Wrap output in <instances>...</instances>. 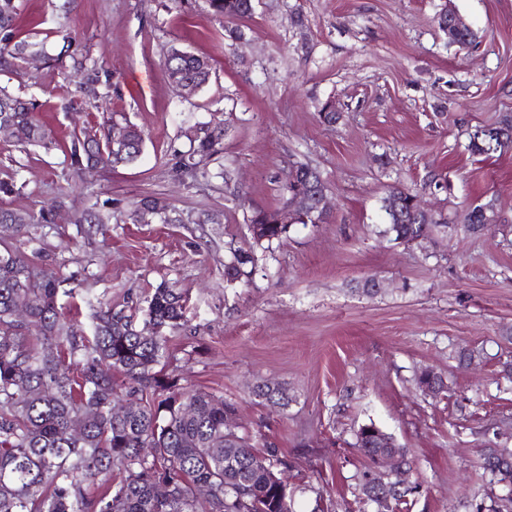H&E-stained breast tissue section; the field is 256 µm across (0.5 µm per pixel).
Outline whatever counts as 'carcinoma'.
Here are the masks:
<instances>
[{
  "label": "carcinoma",
  "mask_w": 512,
  "mask_h": 512,
  "mask_svg": "<svg viewBox=\"0 0 512 512\" xmlns=\"http://www.w3.org/2000/svg\"><path fill=\"white\" fill-rule=\"evenodd\" d=\"M212 14L226 22L251 16L253 0H207ZM17 0H0V72L21 75L27 57L37 55L57 67L69 58L74 69H85L90 57L76 38L59 29L63 41L53 55L47 38L21 36L17 31ZM168 76L198 87L209 83V58L175 46L165 59ZM0 130L22 146L50 144L48 130L37 117L31 97L0 87ZM144 134L136 125L107 120L94 136L81 131L69 145L71 166L128 165L141 155ZM193 145L180 155L182 178H195L201 167L224 151V128L204 126ZM470 150L490 156L512 147V125H486L470 136ZM299 191L310 192L312 204L293 217L295 224H323L329 214L317 207L325 191L320 173L299 164L282 188L283 205ZM415 194L395 188L382 200L386 227L392 240L427 237L432 223L419 216L411 204ZM169 206L158 198H143L133 214L146 212L164 219ZM281 209L257 210L249 223L262 225L254 244L280 240L288 225L273 220ZM467 231L480 234L488 218L478 207L464 218ZM45 222L44 215H18L0 207V231L22 234L29 224ZM254 254L237 250L224 264V276L240 281L252 273ZM59 280L39 272L18 251L0 252V512H293L288 479L279 469L277 449L260 451L243 436L228 434L224 420L234 413L221 396L184 392L176 376L158 368L166 358L163 329L176 327L183 318L182 294L167 286L155 289L146 309L153 332L133 327L131 318L112 313L100 304L90 332L61 320ZM26 316H15L18 307ZM128 380L126 396L139 400L123 416L112 413L118 395L112 371ZM417 386L437 394L444 379L425 369ZM255 396L273 407L288 406L280 387L259 384ZM355 447L370 461L390 455L411 467L407 450L388 442L375 424L356 432ZM478 466L494 486L512 481V450L496 453L484 448ZM120 480L111 478L113 472ZM370 469L358 476L363 501L398 512L413 488L389 484L370 485ZM206 486L209 493L199 494Z\"/></svg>",
  "instance_id": "carcinoma-1"
}]
</instances>
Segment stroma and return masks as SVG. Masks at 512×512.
<instances>
[{
    "mask_svg": "<svg viewBox=\"0 0 512 512\" xmlns=\"http://www.w3.org/2000/svg\"><path fill=\"white\" fill-rule=\"evenodd\" d=\"M453 5L480 39L449 45L436 17ZM95 66L37 65L0 85L37 98L52 149L0 138V206L45 214L0 238L60 280L67 321L90 328L94 301L146 327L159 285L182 292L181 324L165 329L178 384L224 397L237 433L278 448L294 512H359L355 448L374 423L406 448L418 488L403 512H473L487 500L481 449L512 448V148L472 153L469 134L512 116V0H255L226 36L205 0H75L66 22ZM210 57L209 84L184 94L164 67L171 46ZM336 113L322 122V109ZM145 132L131 166L74 171L62 146L104 119ZM223 125L207 176L174 164L198 124ZM299 162L326 185L330 218L294 224L254 245L249 219L281 207ZM233 171L224 181L223 168ZM413 191L436 225L421 245L383 236L381 200ZM146 196L170 203L121 222ZM494 206L489 231L462 219ZM96 205L109 221L75 223ZM219 214L217 224L197 218ZM252 249L249 283L227 281L232 252ZM380 283L364 292L366 280ZM474 350L470 364L460 348ZM448 385L423 393L424 369ZM284 388L279 409L257 384Z\"/></svg>",
    "mask_w": 512,
    "mask_h": 512,
    "instance_id": "obj_1",
    "label": "stroma"
}]
</instances>
